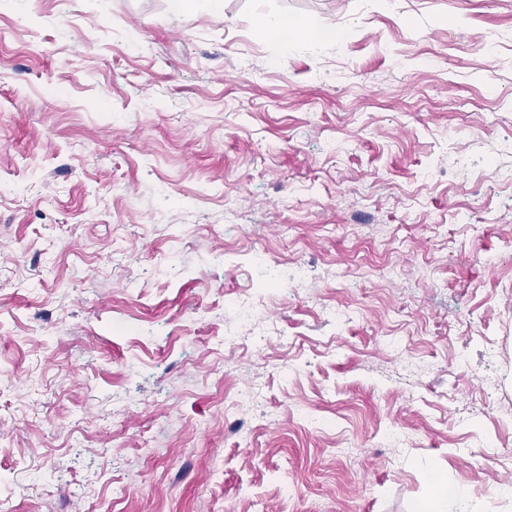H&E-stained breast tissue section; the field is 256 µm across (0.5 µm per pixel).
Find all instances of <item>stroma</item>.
I'll list each match as a JSON object with an SVG mask.
<instances>
[{"instance_id": "1", "label": "stroma", "mask_w": 512, "mask_h": 512, "mask_svg": "<svg viewBox=\"0 0 512 512\" xmlns=\"http://www.w3.org/2000/svg\"><path fill=\"white\" fill-rule=\"evenodd\" d=\"M509 137L512 0H0L9 512H512Z\"/></svg>"}]
</instances>
